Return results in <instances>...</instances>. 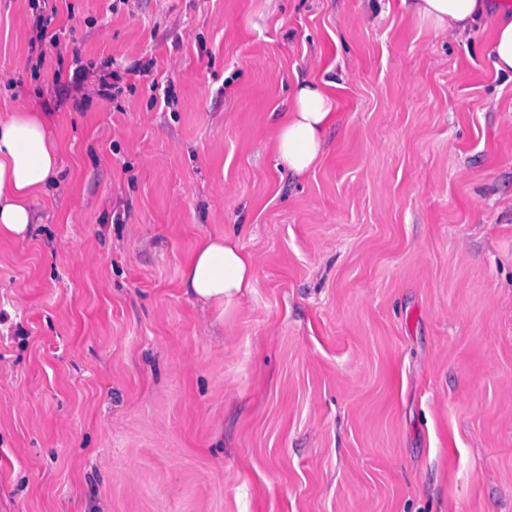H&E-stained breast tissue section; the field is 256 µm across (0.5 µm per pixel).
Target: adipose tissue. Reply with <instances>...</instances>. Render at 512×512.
<instances>
[{
  "instance_id": "adipose-tissue-1",
  "label": "adipose tissue",
  "mask_w": 512,
  "mask_h": 512,
  "mask_svg": "<svg viewBox=\"0 0 512 512\" xmlns=\"http://www.w3.org/2000/svg\"><path fill=\"white\" fill-rule=\"evenodd\" d=\"M403 7L435 31L460 37L483 19L495 18L487 55L497 76L512 81V17L494 0H401ZM334 80L296 81L287 112L275 124L280 160L301 177L322 158L326 133L337 119ZM48 113L31 106L0 117V239L25 241L43 218L38 199L51 196L63 172L62 150ZM255 258L230 234L202 237L185 265L182 285L202 309L224 317L253 288Z\"/></svg>"
}]
</instances>
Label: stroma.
I'll list each match as a JSON object with an SVG mask.
<instances>
[{"instance_id":"stroma-1","label":"stroma","mask_w":512,"mask_h":512,"mask_svg":"<svg viewBox=\"0 0 512 512\" xmlns=\"http://www.w3.org/2000/svg\"><path fill=\"white\" fill-rule=\"evenodd\" d=\"M492 30L400 0H0V116L52 113L65 165L48 222L0 240V512H512ZM326 73L338 120L296 178L271 128ZM225 231L256 267L217 323L181 274Z\"/></svg>"}]
</instances>
